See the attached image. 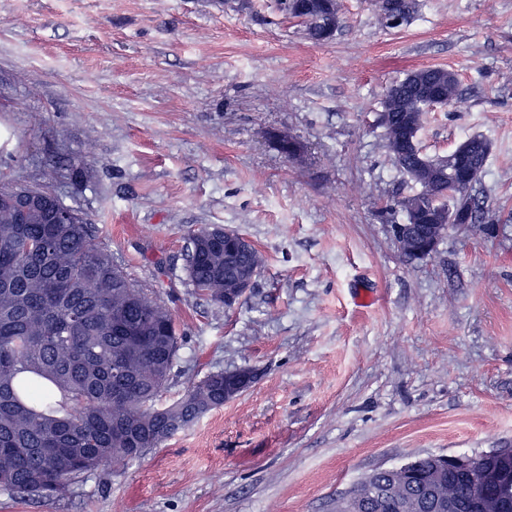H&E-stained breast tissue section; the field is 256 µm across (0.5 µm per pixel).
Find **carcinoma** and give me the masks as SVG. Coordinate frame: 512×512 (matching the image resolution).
I'll return each mask as SVG.
<instances>
[{"mask_svg": "<svg viewBox=\"0 0 512 512\" xmlns=\"http://www.w3.org/2000/svg\"><path fill=\"white\" fill-rule=\"evenodd\" d=\"M331 0H278L304 24L308 38L331 41L338 30ZM417 0H381V17L399 26ZM447 83L444 105L460 99L448 70L411 71L387 89L377 123L389 157L406 181L420 189L387 204L386 223L414 222L419 202L445 213L454 224H484V200L475 194L491 152L483 137L465 140L480 166L461 190L445 173L446 158L427 156L417 134L428 107L419 84ZM279 151L289 159L304 145L286 136ZM66 205L51 190L23 183L0 185V490L21 496L63 495L85 474L138 459L202 414L224 405V372L211 373L175 403L155 401L179 359L173 316L157 297L135 287L96 241L93 227L74 214L68 224L48 223V210ZM403 220H397L398 215ZM183 252L190 285L215 304L224 289L256 277L264 259L251 245L224 249L222 230L188 231ZM474 484L448 482V471L431 455L408 468L376 469L336 498V512H428L452 496L467 512Z\"/></svg>", "mask_w": 512, "mask_h": 512, "instance_id": "carcinoma-1", "label": "carcinoma"}]
</instances>
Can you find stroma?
<instances>
[{"label": "stroma", "mask_w": 512, "mask_h": 512, "mask_svg": "<svg viewBox=\"0 0 512 512\" xmlns=\"http://www.w3.org/2000/svg\"><path fill=\"white\" fill-rule=\"evenodd\" d=\"M338 4L317 45L275 0H0V182L54 190L174 315L159 405L254 376L141 459L62 498L0 490V512H335L374 469L512 448V0H418L395 29L374 0ZM427 66L461 99L429 109L421 145L490 140L479 191L499 222L451 226L409 265L378 211L413 188L375 119ZM203 224L264 258L233 308L185 279Z\"/></svg>", "instance_id": "stroma-1"}]
</instances>
